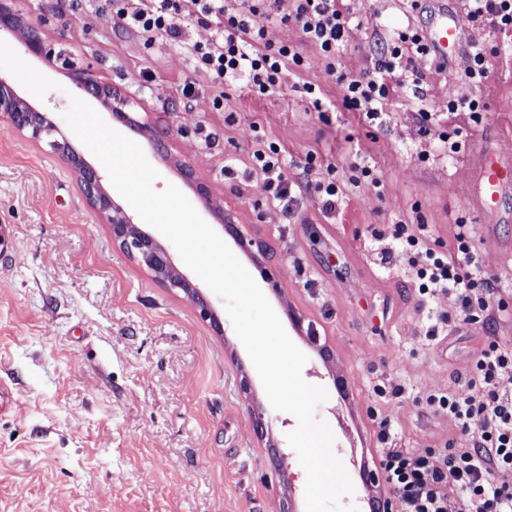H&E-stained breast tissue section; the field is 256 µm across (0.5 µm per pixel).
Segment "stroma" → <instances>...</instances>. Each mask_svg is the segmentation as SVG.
<instances>
[{"instance_id":"obj_1","label":"stroma","mask_w":512,"mask_h":512,"mask_svg":"<svg viewBox=\"0 0 512 512\" xmlns=\"http://www.w3.org/2000/svg\"><path fill=\"white\" fill-rule=\"evenodd\" d=\"M52 42L54 66L0 45V67L36 108L61 114L77 94V74L93 66L102 84L125 89L139 120L158 139L136 136L159 173L155 190L193 189L177 166L193 165L239 225L245 245L231 250L249 273L265 267L261 289L292 341L307 355L304 380L324 387L316 415L335 435L334 453L361 475L372 470L382 422L416 454L444 448L448 419L430 395L459 386V377L486 333L476 324L431 337L426 310L410 284L405 258L379 260L383 232L395 224L447 251L457 217L474 231L483 269L512 290V194L500 210L470 200L485 156L512 164V53L490 27H467V43L491 48L490 77L480 88L435 55L415 56L426 76V98L392 96L381 126L341 109L342 89L325 72L314 46L293 25L273 24L268 36L296 43L307 59L302 80L321 85L334 111L317 112L300 92L259 97L237 86L215 91L187 45L211 37L194 21L179 42L145 45L132 29L113 26L108 0H18ZM354 17L342 64L372 68L373 31L413 22L421 11L406 0H341ZM195 86L193 97L181 93ZM481 96V123L452 112L449 101ZM433 115L430 129L419 109ZM293 159L307 152L323 165L290 180L345 184L347 207L328 213L315 191L297 195L290 212L273 200L253 168L251 127ZM463 128L460 152L447 155L441 131ZM213 135L202 148L201 132ZM374 166L379 185H350L348 165ZM334 172H327V165ZM0 388L13 400L0 414V512H305L306 475L286 435L296 418L274 410L237 337L223 300L208 299L217 322L202 319L182 293L158 282L113 241L87 205L71 166L46 144L18 135L0 118ZM313 326L329 352L322 359L291 318ZM401 395H394L395 387ZM263 409L256 430L254 409Z\"/></svg>"}]
</instances>
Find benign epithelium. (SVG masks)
<instances>
[{"instance_id": "1", "label": "benign epithelium", "mask_w": 512, "mask_h": 512, "mask_svg": "<svg viewBox=\"0 0 512 512\" xmlns=\"http://www.w3.org/2000/svg\"><path fill=\"white\" fill-rule=\"evenodd\" d=\"M16 2L0 0V32L6 31L21 39L29 55L51 60L54 49L40 36L33 23L16 9ZM78 84L89 96L100 100L115 121L130 125V113L125 111L127 101L112 87L101 84L92 69L86 68L80 72ZM0 114L17 133L33 143H46L52 152L70 164L78 175L88 205L108 224L113 241L131 260L147 268L166 287L183 292L186 299L195 304L201 318L216 321L214 309L200 289L177 271L157 240L143 231L133 217L117 205L104 186L99 171L78 155L68 137L46 113L38 111L17 93L14 82H7L1 77ZM178 170L181 177L195 188L206 210L217 221L224 222L223 208L213 204L209 186L200 180L194 168L182 163Z\"/></svg>"}]
</instances>
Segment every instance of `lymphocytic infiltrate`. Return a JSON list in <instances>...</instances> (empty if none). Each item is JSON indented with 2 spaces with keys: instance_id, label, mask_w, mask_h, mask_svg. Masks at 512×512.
Returning <instances> with one entry per match:
<instances>
[{
  "instance_id": "lymphocytic-infiltrate-1",
  "label": "lymphocytic infiltrate",
  "mask_w": 512,
  "mask_h": 512,
  "mask_svg": "<svg viewBox=\"0 0 512 512\" xmlns=\"http://www.w3.org/2000/svg\"><path fill=\"white\" fill-rule=\"evenodd\" d=\"M277 5L278 0H112V24L136 29L149 41L159 36L174 40L182 20L196 17L214 28L211 40L190 48L213 86L221 89L243 82L250 92L266 97L281 92L286 74L300 73L305 67L297 45L275 42L267 35L265 23ZM465 19L468 25H487L512 35V0H467ZM284 20L298 27L302 41L319 51L328 77L342 88V108L360 113L368 124L382 123L396 88L407 89L415 99L424 98V76L412 60L413 55L430 53L422 27L409 25L378 34L372 69L353 74L340 62L351 18L338 0H294V9ZM252 161L278 202L290 203L296 194L311 189L321 195L324 209L332 212L346 197L343 186L332 178L316 183L288 181V162L276 143L258 140ZM390 248L406 258L420 296L450 294L455 299V315L432 314L430 335L447 326L490 327L506 312L500 283L483 271L472 227L465 219H457L447 252L434 251L402 224L392 228ZM461 381L460 390L430 398L454 431L438 461L400 448L394 430H385L380 437L378 466L384 488L398 496L402 512H457L462 499L470 512H512V348L487 337Z\"/></svg>"
}]
</instances>
